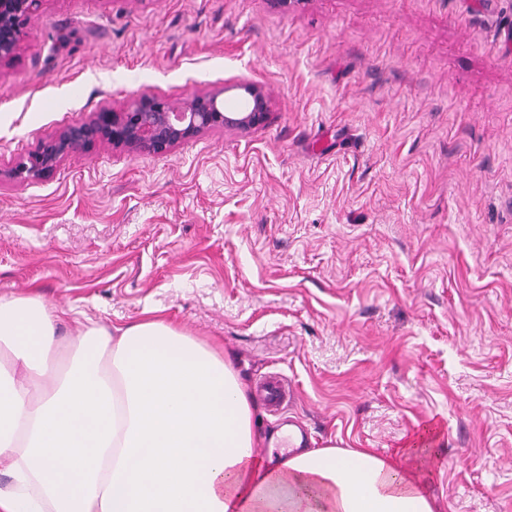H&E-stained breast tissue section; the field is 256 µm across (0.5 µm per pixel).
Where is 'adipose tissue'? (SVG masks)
I'll return each instance as SVG.
<instances>
[{"instance_id":"ef3b65f1","label":"adipose tissue","mask_w":512,"mask_h":512,"mask_svg":"<svg viewBox=\"0 0 512 512\" xmlns=\"http://www.w3.org/2000/svg\"><path fill=\"white\" fill-rule=\"evenodd\" d=\"M0 297V512H439L425 449L256 454L251 390L223 348L155 318L78 322Z\"/></svg>"}]
</instances>
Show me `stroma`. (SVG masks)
<instances>
[{
    "mask_svg": "<svg viewBox=\"0 0 512 512\" xmlns=\"http://www.w3.org/2000/svg\"><path fill=\"white\" fill-rule=\"evenodd\" d=\"M270 118L11 172L143 92ZM166 319L235 356L264 433L446 450L441 512H512V0H42L0 65V297ZM260 390L266 401L272 406L280 405L285 399L294 395L293 389L282 378H270L265 380Z\"/></svg>",
    "mask_w": 512,
    "mask_h": 512,
    "instance_id": "35a3bbf8",
    "label": "stroma"
}]
</instances>
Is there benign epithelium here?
Here are the masks:
<instances>
[{"label": "benign epithelium", "instance_id": "obj_1", "mask_svg": "<svg viewBox=\"0 0 512 512\" xmlns=\"http://www.w3.org/2000/svg\"><path fill=\"white\" fill-rule=\"evenodd\" d=\"M41 0H0V64L16 56L30 16ZM247 100L237 110L224 107L218 92L193 93L170 100L142 93L126 108L103 107L95 116L63 128L14 170L24 180L40 179L76 150L101 144L164 154L176 144L214 128L248 131L264 125L270 115L264 90L243 85Z\"/></svg>", "mask_w": 512, "mask_h": 512}]
</instances>
